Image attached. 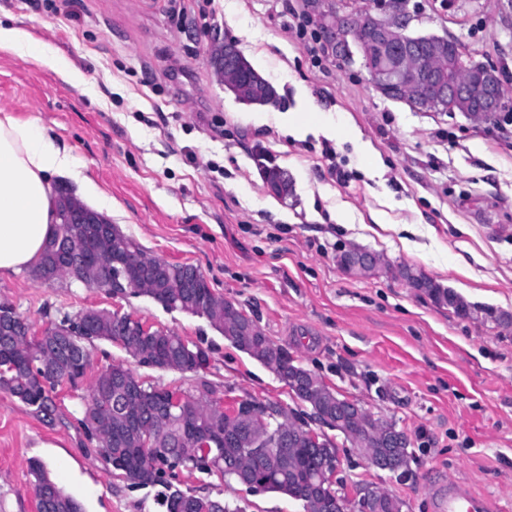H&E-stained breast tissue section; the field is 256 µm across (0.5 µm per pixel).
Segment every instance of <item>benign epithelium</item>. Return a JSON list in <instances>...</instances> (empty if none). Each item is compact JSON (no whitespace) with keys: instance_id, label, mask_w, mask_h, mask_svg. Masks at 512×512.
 Masks as SVG:
<instances>
[{"instance_id":"obj_1","label":"benign epithelium","mask_w":512,"mask_h":512,"mask_svg":"<svg viewBox=\"0 0 512 512\" xmlns=\"http://www.w3.org/2000/svg\"><path fill=\"white\" fill-rule=\"evenodd\" d=\"M322 0H312V8L323 20L327 44L333 55L346 64L361 61L367 70L370 84L383 96L403 101L416 112H426L436 104H448V111L460 112L472 120L494 115L509 104L497 71L474 61L469 55L453 52L457 40L435 34H414L411 18L400 0H384L380 11L339 9L322 11ZM210 64L218 79L240 92L254 83L243 68V58L235 42L227 40L213 47ZM268 193L287 197L291 191L288 172L271 166L263 176ZM64 224H105L101 215L85 204H68L62 217ZM349 273L362 275L381 264V256L373 251L348 249ZM165 412L181 417L190 412L185 395L170 393ZM363 415V408L347 400L336 405V415L327 425L337 429L347 421ZM286 411L278 406L263 413L236 414L227 424L240 434H253V428L278 424ZM324 433L293 431L277 439V448L265 458L264 466L282 464L286 450L296 448L302 441H317ZM407 437L383 419L372 420L351 434L353 452L370 466L396 477L403 472L400 458L391 453L403 448ZM316 495L336 507V512H384L386 497L369 487H356L347 492L337 475L316 476Z\"/></svg>"}]
</instances>
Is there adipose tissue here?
Returning a JSON list of instances; mask_svg holds the SVG:
<instances>
[{
  "instance_id": "adipose-tissue-1",
  "label": "adipose tissue",
  "mask_w": 512,
  "mask_h": 512,
  "mask_svg": "<svg viewBox=\"0 0 512 512\" xmlns=\"http://www.w3.org/2000/svg\"><path fill=\"white\" fill-rule=\"evenodd\" d=\"M26 52L36 63L63 71L59 58L34 44L27 32L0 25V52ZM65 174L82 181L86 193L100 207L112 206L111 197L82 173L66 146L56 144L37 121L22 122L0 114V276L36 263L46 243L54 237L55 197L51 175Z\"/></svg>"
}]
</instances>
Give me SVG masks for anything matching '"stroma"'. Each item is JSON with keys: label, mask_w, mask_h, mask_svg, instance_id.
I'll list each match as a JSON object with an SVG mask.
<instances>
[{"label": "stroma", "mask_w": 512, "mask_h": 512, "mask_svg": "<svg viewBox=\"0 0 512 512\" xmlns=\"http://www.w3.org/2000/svg\"><path fill=\"white\" fill-rule=\"evenodd\" d=\"M0 0V24L27 32L81 77L73 84L30 57L0 53V113L38 120L112 199L110 220L150 255L196 266L295 363L341 397L396 422L412 440L402 479L353 453L347 484L370 483L431 512L432 487L452 479L512 512V332L486 310L512 313V108L474 121L416 112L342 66L320 22L297 39L308 0ZM410 27L450 34L493 66L512 92V0H407ZM231 39L277 90L274 105L239 102L208 62ZM344 117L349 132L332 127ZM265 150L288 171V198L268 194L253 159ZM383 224H376V217ZM463 284L470 319L456 317L389 273H344L349 247ZM39 333L59 313H130L212 348L200 374L133 365L98 342L95 367L133 365L144 381L184 391L208 381L225 401L252 395L296 410L272 372L226 341L206 318L145 295L113 296L30 269L0 277ZM87 386L63 388L51 416L0 392V512H38L28 462L41 460L83 512H162L153 487L112 474L83 433ZM183 486L242 512H303L300 502L253 493L217 477L183 474Z\"/></svg>", "instance_id": "1"}]
</instances>
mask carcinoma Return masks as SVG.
<instances>
[{
    "mask_svg": "<svg viewBox=\"0 0 512 512\" xmlns=\"http://www.w3.org/2000/svg\"><path fill=\"white\" fill-rule=\"evenodd\" d=\"M119 243L129 253L146 255L142 246L125 234L117 225H109L103 231L97 224H60L58 233L46 246L39 262L32 269V276L44 283L66 279L88 288H104L111 293H124L129 286L142 281L141 271L126 268L118 263L112 266V283L103 281L96 266L86 265L76 275H71L70 261L62 258L64 251L71 253L90 248L95 256L114 254V243ZM161 267L159 280H147L149 288L145 295L162 304L168 310H178L206 318L235 348L247 354L264 367H269L268 357L277 359L281 368V381L295 399L307 405L312 415L319 420L331 416L336 410L339 396L328 386L317 395L301 392L288 372L293 359L282 347L266 336L260 326L251 321L232 331L229 326L241 321L227 313L228 300L210 288L205 277L194 281V287H183L186 266L157 260ZM422 292L438 306H449L455 315L465 318L470 305L452 289L447 288L425 274ZM90 310L64 313L54 325L43 331L45 336L67 334L71 345L81 351L83 361L59 359L50 354L31 357L17 347L18 336L14 326L22 319L16 309L0 304V390L10 393L24 404L44 415L55 411V390L62 384L72 388L84 381L93 369L91 346L96 340H106L119 345L139 365L181 374H198L209 368L212 349L199 343L189 342L163 328H151L152 335L141 336L129 332L125 323L128 315L107 310H97L87 318ZM117 377L135 380L137 374L123 363H110L99 369L89 388L88 399L79 424L87 439L95 444L105 464L115 475L124 479L131 487H162L159 505L165 512H183L184 506H192L191 512H209L214 502L208 495L184 491L179 487L178 476L183 470L198 471L207 475H218L227 483L246 487L251 492H273L286 495L302 503L303 512H332L318 498L304 494L301 482L315 478L323 461L331 468L340 465L339 448L330 442L333 454L323 455L320 448L303 446L295 449V463L269 469L258 463L269 448L262 441L252 448L248 443L236 444L224 439L222 448H202L191 445L198 432H208L224 426L225 413L211 405L210 396L215 390L203 384L205 392L186 396L196 404L191 418L179 422L169 421L166 429L152 431L159 415L161 402L168 388L161 385L139 382L136 399L131 401L130 413L139 417L135 427L126 425L125 419L113 415L111 383ZM271 407L257 398L246 395L235 401L232 411L250 409L263 412ZM186 436L188 446L172 447L179 435ZM30 474L35 486L50 493L52 512H82V506L71 495L53 482L40 461H29Z\"/></svg>",
    "mask_w": 512,
    "mask_h": 512,
    "instance_id": "1",
    "label": "carcinoma"
}]
</instances>
